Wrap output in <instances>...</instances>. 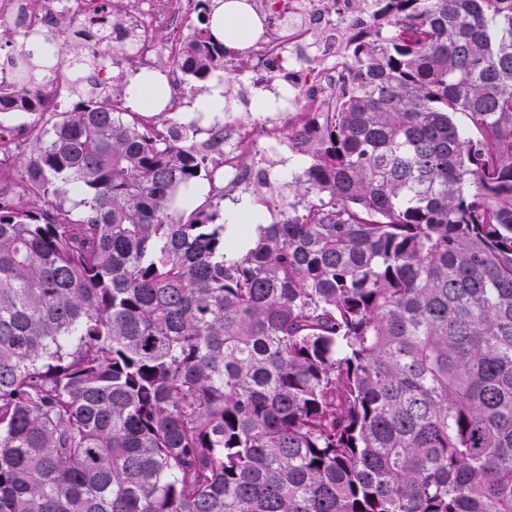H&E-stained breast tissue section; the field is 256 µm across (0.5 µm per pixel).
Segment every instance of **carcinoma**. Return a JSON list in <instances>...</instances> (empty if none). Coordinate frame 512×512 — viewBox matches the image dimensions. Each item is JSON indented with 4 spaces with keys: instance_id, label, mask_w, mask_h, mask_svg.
Returning a JSON list of instances; mask_svg holds the SVG:
<instances>
[{
    "instance_id": "obj_1",
    "label": "carcinoma",
    "mask_w": 512,
    "mask_h": 512,
    "mask_svg": "<svg viewBox=\"0 0 512 512\" xmlns=\"http://www.w3.org/2000/svg\"><path fill=\"white\" fill-rule=\"evenodd\" d=\"M346 2L301 173L228 148L282 216L246 250L223 130L148 128L121 83L31 128L0 180V512H512V0ZM217 6L188 84L225 71ZM33 56L0 112L41 111Z\"/></svg>"
}]
</instances>
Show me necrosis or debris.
I'll return each instance as SVG.
<instances>
[{"label":"necrosis or debris","mask_w":512,"mask_h":512,"mask_svg":"<svg viewBox=\"0 0 512 512\" xmlns=\"http://www.w3.org/2000/svg\"><path fill=\"white\" fill-rule=\"evenodd\" d=\"M196 0H144L141 16L126 12L125 0H43L40 10H33L31 0H0V24L16 26L22 35L32 38L51 35L54 42L69 41L77 31H88L92 41L87 55H94L99 43H111L112 30H132L137 38L114 51L117 69H105L99 91L111 92L112 82L126 70H151L156 52L170 43V34L189 27ZM256 13L269 14L270 24L262 38L249 50L255 63L254 75L267 87L287 85L294 112L329 111L336 98L338 79L345 61L340 46L326 47L324 39L314 38L308 24L318 17L327 30L352 23L343 0H253ZM77 64L52 53V67L43 76L38 93L44 104H58L75 93Z\"/></svg>","instance_id":"1"}]
</instances>
